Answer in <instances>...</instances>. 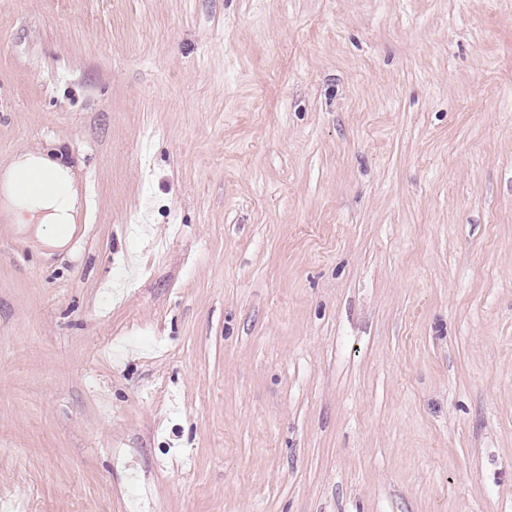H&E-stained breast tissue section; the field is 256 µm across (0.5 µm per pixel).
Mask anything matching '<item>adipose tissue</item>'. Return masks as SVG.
I'll return each instance as SVG.
<instances>
[{
  "mask_svg": "<svg viewBox=\"0 0 512 512\" xmlns=\"http://www.w3.org/2000/svg\"><path fill=\"white\" fill-rule=\"evenodd\" d=\"M30 172L41 173L44 183L34 194L20 183ZM82 174L78 167L51 157L36 147L15 154L0 165V212L15 224H34L47 247L65 246L81 214Z\"/></svg>",
  "mask_w": 512,
  "mask_h": 512,
  "instance_id": "1",
  "label": "adipose tissue"
}]
</instances>
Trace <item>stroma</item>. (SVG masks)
<instances>
[{
    "label": "stroma",
    "instance_id": "obj_1",
    "mask_svg": "<svg viewBox=\"0 0 512 512\" xmlns=\"http://www.w3.org/2000/svg\"><path fill=\"white\" fill-rule=\"evenodd\" d=\"M0 512H512V0H0ZM30 172L44 176L35 194L24 193L21 178ZM82 174L78 167L53 158L37 147L15 154L0 167V207L11 224H38L49 248L65 246L81 214Z\"/></svg>",
    "mask_w": 512,
    "mask_h": 512
}]
</instances>
